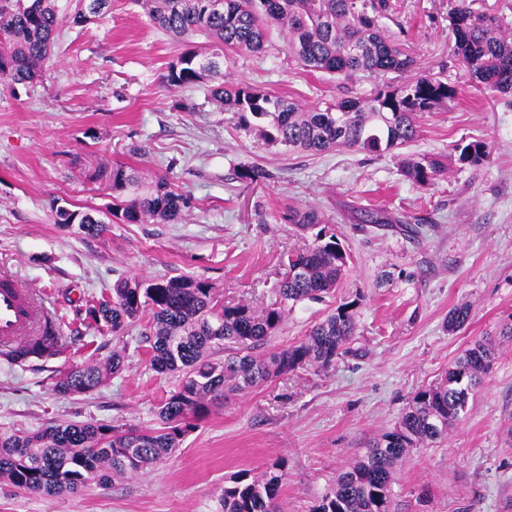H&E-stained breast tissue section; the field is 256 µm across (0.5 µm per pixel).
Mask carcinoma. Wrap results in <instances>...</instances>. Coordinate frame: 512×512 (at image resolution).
<instances>
[{"instance_id":"carcinoma-1","label":"carcinoma","mask_w":512,"mask_h":512,"mask_svg":"<svg viewBox=\"0 0 512 512\" xmlns=\"http://www.w3.org/2000/svg\"><path fill=\"white\" fill-rule=\"evenodd\" d=\"M109 0H76L68 21L73 27L100 20ZM151 23L178 42L204 36L227 52H260L273 31L288 38V53L301 68L353 79L359 74H395L369 99L345 98L325 108L305 109L284 97L236 81L217 61L219 54L188 50L169 66L166 83L183 87L210 79V95L237 115L243 128L290 150L319 153L335 147L391 154L421 133L415 117L454 99L459 85L445 77L411 76L416 60L378 24L389 0H224L215 11L210 0H141ZM453 55L465 82L512 95V34L495 16L479 13L473 0H454L449 14ZM62 26L54 0H0V80L31 84L43 77ZM456 162L478 166L490 158L482 140L455 145ZM412 183L432 186L448 171L439 157L399 158ZM112 216L126 224L146 220L167 224L188 208V197L160 178L132 199L122 192L134 184L125 167L112 168ZM288 223L307 232L322 223L313 209H288ZM360 224H399L408 236L422 224L390 217L381 210H361ZM349 256L336 241L315 235L314 243L288 258L277 283L275 301L261 312L246 304L226 305L207 283L190 276L156 280L136 277L116 282L112 297L90 305L88 315L114 336L143 314L149 315L147 339L151 366L160 373L182 375L179 389L160 403V427L151 431L122 429L96 421L62 422L34 432L0 434V478L18 489L58 497L76 494L88 482L133 475L153 467L179 447L193 422L232 394L246 392L302 367L324 369L346 352L355 330L354 303L345 302L316 323L300 343L257 353L255 348L276 335L288 305L320 301L343 282ZM467 305L448 313L454 331L469 320ZM65 336L57 319L45 313L37 332L0 347L14 365L32 358H51L63 349ZM230 354L219 359L221 351ZM495 343L475 341L436 387L417 392L391 431L373 439L364 455L338 475L313 512H393L391 484L397 465L409 449L447 435L459 421L472 392L491 369ZM124 358L114 352L103 364L76 365L55 382L63 396L89 393L109 374L122 370ZM283 474L276 462L224 488L222 512H280L278 493Z\"/></svg>"}]
</instances>
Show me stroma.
Wrapping results in <instances>:
<instances>
[{
    "label": "stroma",
    "mask_w": 512,
    "mask_h": 512,
    "mask_svg": "<svg viewBox=\"0 0 512 512\" xmlns=\"http://www.w3.org/2000/svg\"><path fill=\"white\" fill-rule=\"evenodd\" d=\"M380 24L402 36L421 74L445 72L458 97L420 113L421 135L399 155L344 147L312 154L267 144L217 108L207 82L171 87L164 77L181 53L138 0H110L107 14L63 26L48 67L33 85L0 84V272L52 313L68 340L47 360L18 366L0 358V434L60 421L157 428V408L178 390L176 374L150 364L146 319L123 337L91 326L89 299L108 298L116 280L189 275L224 301L266 307L289 253L313 233L284 221L288 208H313L325 233L349 254L340 288L289 311L268 348L299 343L339 304L353 301L356 332L328 369L304 368L229 397L150 470L48 497L0 481V512H221L231 478L282 461L281 512H314L339 473L369 440L394 428L419 390L442 382L475 340L512 324V103L462 81L451 61L448 15L454 0H390ZM234 79L303 107L379 85L346 84L307 72L288 57L283 34L264 52L234 54ZM196 111H186V104ZM489 144L487 163L453 162L455 144ZM437 155L448 172L435 185L407 180L399 156ZM142 181L163 178L187 193L178 221L107 223L89 237L54 224L52 204L105 216L113 166ZM266 179L247 184L242 166ZM419 220L424 232L357 224L358 210ZM469 305L466 326L449 311ZM122 351L123 369L92 393L65 397L55 380L81 363ZM394 512H512V339L447 437L411 449L392 482Z\"/></svg>",
    "instance_id": "1"
}]
</instances>
